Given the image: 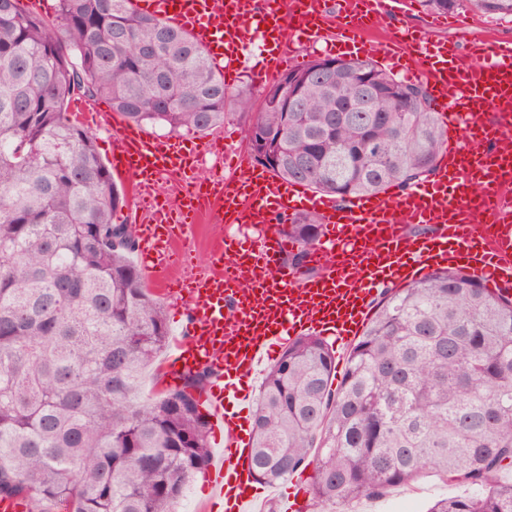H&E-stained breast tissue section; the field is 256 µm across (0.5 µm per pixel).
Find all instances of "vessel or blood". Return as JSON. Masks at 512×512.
I'll return each instance as SVG.
<instances>
[{
    "label": "vessel or blood",
    "mask_w": 512,
    "mask_h": 512,
    "mask_svg": "<svg viewBox=\"0 0 512 512\" xmlns=\"http://www.w3.org/2000/svg\"><path fill=\"white\" fill-rule=\"evenodd\" d=\"M139 11L189 33L234 81L242 52L261 47L269 73L291 61L292 46L323 38L337 20L338 52L364 53L363 36L382 17L384 0H134ZM294 28H286L285 19ZM385 63L423 80L455 146L429 180L398 195H360L341 204L299 184L240 166L238 177L200 178L203 153L180 138L113 128L112 112H82L111 133L114 169L135 177L143 268L161 285L179 284L189 319L165 362L171 383L201 368L213 371L204 395L209 425L224 442L204 489L220 512H255L262 489L250 465L246 409L264 362L306 332L346 348L359 334L379 287L398 285L448 266L466 268L494 293L512 292V46L430 40L409 32L383 51ZM492 112L496 121H483ZM175 179L181 196L160 198L158 182ZM319 213L325 233L309 254L307 278L279 262L290 242L281 226L295 213ZM212 213L217 224H260V237H225L212 245L207 269L181 262L185 234Z\"/></svg>",
    "instance_id": "1"
}]
</instances>
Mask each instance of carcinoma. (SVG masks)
I'll return each mask as SVG.
<instances>
[{
	"label": "carcinoma",
	"instance_id": "carcinoma-1",
	"mask_svg": "<svg viewBox=\"0 0 512 512\" xmlns=\"http://www.w3.org/2000/svg\"><path fill=\"white\" fill-rule=\"evenodd\" d=\"M429 12L512 16V0H419ZM127 122L206 135L249 118L251 159L345 201L400 192L447 149L431 96L371 58H316L263 88L262 110L224 85L186 32L133 0H0V499L30 512H178L209 465L206 369L156 396L146 372L167 345L163 302L118 224L125 191L75 101ZM306 266L323 224L294 215ZM317 335L290 341L253 417L251 468L266 485L313 466L320 512L433 474L468 493L429 512H512V298L455 267L387 290L342 379Z\"/></svg>",
	"mask_w": 512,
	"mask_h": 512
}]
</instances>
